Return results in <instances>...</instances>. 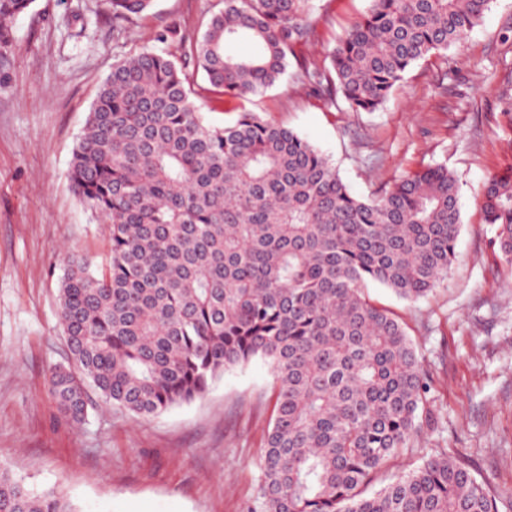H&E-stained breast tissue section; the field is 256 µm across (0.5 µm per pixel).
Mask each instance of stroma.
I'll return each instance as SVG.
<instances>
[{
	"label": "stroma",
	"instance_id": "obj_1",
	"mask_svg": "<svg viewBox=\"0 0 512 512\" xmlns=\"http://www.w3.org/2000/svg\"><path fill=\"white\" fill-rule=\"evenodd\" d=\"M312 35L275 86L208 101V123L240 109L287 127L329 155L358 197H374L403 171L444 165L460 182L457 260L427 297L407 301L371 282L370 301L393 312L428 376L429 414L365 494L394 474L445 455L470 471L499 512H512V266L485 224L484 187L512 169V0H492L447 56L415 64L374 112L328 107L295 83L302 60L324 62L369 0H312ZM220 0H153L117 24L102 0H35L0 49V466L35 490L60 488L78 512H247L272 414L270 368L224 374L189 404L138 417L97 404L67 422L50 392L67 360L58 321L70 255L105 269L104 225L69 179L72 151L115 60L166 51L157 35L173 17L199 36Z\"/></svg>",
	"mask_w": 512,
	"mask_h": 512
}]
</instances>
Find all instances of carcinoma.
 Returning <instances> with one entry per match:
<instances>
[{"label": "carcinoma", "mask_w": 512, "mask_h": 512, "mask_svg": "<svg viewBox=\"0 0 512 512\" xmlns=\"http://www.w3.org/2000/svg\"><path fill=\"white\" fill-rule=\"evenodd\" d=\"M35 0H0L8 23ZM196 39L174 18L160 41L113 64L70 162L80 200L106 225L109 262L72 256L58 318L70 362L50 390L73 423L87 388L151 417L203 396L225 373L265 361L276 396L250 512H498L446 456L370 497L362 487L408 447L426 412L424 370L404 324L364 296L375 282L405 300L448 276L462 229L457 178L409 170L375 198L355 196L296 132L243 110L204 122L201 102L278 82L310 40V0H221ZM329 63L296 79L329 105L374 112L410 68L477 26L492 0H369ZM116 21L152 0H107ZM247 40L253 53L228 47ZM203 76L204 83L198 82ZM484 221L512 265V178L490 177ZM0 512H77L0 467Z\"/></svg>", "instance_id": "1"}]
</instances>
